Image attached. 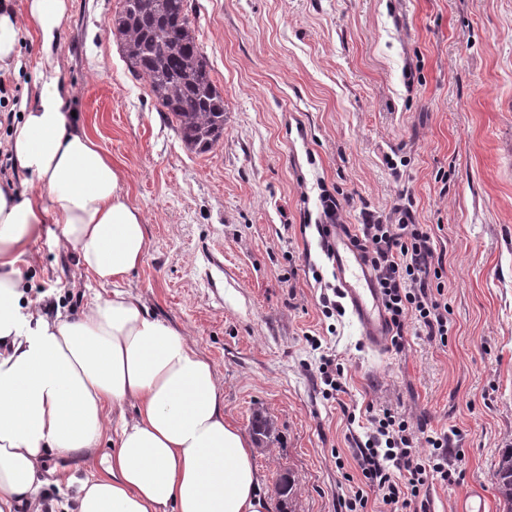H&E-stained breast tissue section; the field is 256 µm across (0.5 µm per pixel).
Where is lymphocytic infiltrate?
Returning <instances> with one entry per match:
<instances>
[{
    "label": "lymphocytic infiltrate",
    "instance_id": "lymphocytic-infiltrate-1",
    "mask_svg": "<svg viewBox=\"0 0 512 512\" xmlns=\"http://www.w3.org/2000/svg\"><path fill=\"white\" fill-rule=\"evenodd\" d=\"M320 218L315 224L324 254H332L337 232H345L359 251L379 290L390 325L395 351L405 347L409 331L428 340L447 343L448 303L444 299L445 267L432 235L415 222L411 210L394 209L387 221L364 214L360 224L342 220V205L329 190L319 194ZM365 440L350 451L359 482L342 498L345 512H431L429 488L433 482L453 481L449 457L452 432L426 434L427 453L415 446L414 426L391 407L367 405Z\"/></svg>",
    "mask_w": 512,
    "mask_h": 512
}]
</instances>
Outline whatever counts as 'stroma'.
I'll list each match as a JSON object with an SVG mask.
<instances>
[{
  "label": "stroma",
  "instance_id": "stroma-1",
  "mask_svg": "<svg viewBox=\"0 0 512 512\" xmlns=\"http://www.w3.org/2000/svg\"><path fill=\"white\" fill-rule=\"evenodd\" d=\"M190 25L224 97V135L188 146L113 33L121 0H67L57 53L70 107L123 173L147 251L124 286L194 339L224 391V417L253 440L267 512L283 475L295 512H339L363 419L388 405L425 430L456 427L460 478L433 483L436 512L476 494L506 512L493 472L512 446V0H188ZM343 220L410 208L445 266L447 344L408 335L365 345L352 314L330 319L333 284L314 228L321 188ZM29 297L88 304L76 258L45 236ZM322 281H315L314 272ZM322 343L313 351L305 340ZM347 391L324 399L321 353ZM344 467H337V457Z\"/></svg>",
  "mask_w": 512,
  "mask_h": 512
}]
</instances>
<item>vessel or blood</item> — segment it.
Segmentation results:
<instances>
[{
    "instance_id": "vessel-or-blood-1",
    "label": "vessel or blood",
    "mask_w": 512,
    "mask_h": 512,
    "mask_svg": "<svg viewBox=\"0 0 512 512\" xmlns=\"http://www.w3.org/2000/svg\"><path fill=\"white\" fill-rule=\"evenodd\" d=\"M330 264L363 339L372 347L383 348L389 337V327L379 292L361 259L340 239Z\"/></svg>"
}]
</instances>
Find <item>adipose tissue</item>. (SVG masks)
<instances>
[{
	"label": "adipose tissue",
	"instance_id": "1",
	"mask_svg": "<svg viewBox=\"0 0 512 512\" xmlns=\"http://www.w3.org/2000/svg\"><path fill=\"white\" fill-rule=\"evenodd\" d=\"M66 0H0V71H19L36 33L45 60L32 96L0 141L29 191L0 185V512L37 499L48 453L85 456L62 512H266L249 436L224 418L213 365L122 283L147 250L122 173L70 109L58 44ZM99 285L80 314L41 313L20 289V264L46 225ZM134 415H126V407ZM112 453L93 454L104 430Z\"/></svg>",
	"mask_w": 512,
	"mask_h": 512
}]
</instances>
